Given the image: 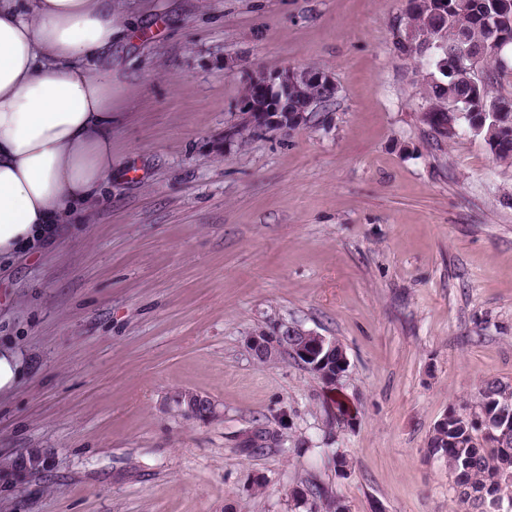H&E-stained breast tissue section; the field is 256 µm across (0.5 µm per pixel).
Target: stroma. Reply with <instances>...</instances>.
<instances>
[{
    "label": "stroma",
    "instance_id": "stroma-1",
    "mask_svg": "<svg viewBox=\"0 0 512 512\" xmlns=\"http://www.w3.org/2000/svg\"><path fill=\"white\" fill-rule=\"evenodd\" d=\"M123 4L112 175L88 224L0 272V340L25 362L0 462L53 454L0 480V512H307L313 483L350 512H459L426 445L512 384V166L421 121L404 0ZM288 67L334 80L332 112L225 142L246 77ZM290 327L342 347L337 386L252 356Z\"/></svg>",
    "mask_w": 512,
    "mask_h": 512
}]
</instances>
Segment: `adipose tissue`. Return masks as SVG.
<instances>
[{"label": "adipose tissue", "instance_id": "adipose-tissue-1", "mask_svg": "<svg viewBox=\"0 0 512 512\" xmlns=\"http://www.w3.org/2000/svg\"><path fill=\"white\" fill-rule=\"evenodd\" d=\"M116 0H0V256L53 241L112 174Z\"/></svg>", "mask_w": 512, "mask_h": 512}]
</instances>
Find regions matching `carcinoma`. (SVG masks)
<instances>
[{
  "label": "carcinoma",
  "mask_w": 512,
  "mask_h": 512,
  "mask_svg": "<svg viewBox=\"0 0 512 512\" xmlns=\"http://www.w3.org/2000/svg\"><path fill=\"white\" fill-rule=\"evenodd\" d=\"M404 16L397 50L433 66L421 120L442 140L476 129L496 161L512 164V95L494 93L504 51L512 47V0H406ZM318 76L301 72L288 95L289 111L331 110L337 96ZM270 96L274 87L251 76L241 102L263 106ZM233 128L235 142L245 145L271 126L243 118ZM427 452L448 463L464 512H488L484 502L494 493L512 499V385L485 382L468 417L434 429ZM311 494L324 512H340V500L327 489L316 485Z\"/></svg>",
  "instance_id": "carcinoma-1"
}]
</instances>
